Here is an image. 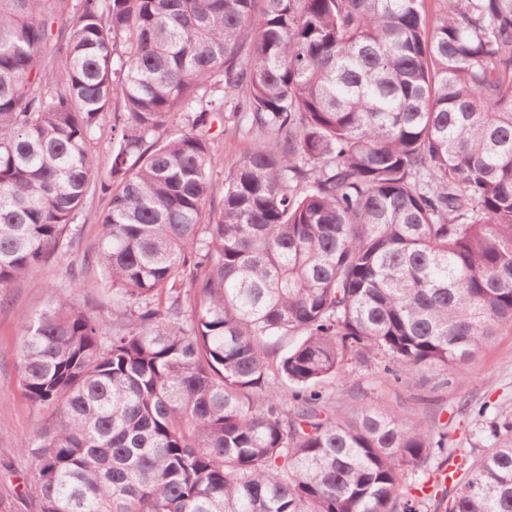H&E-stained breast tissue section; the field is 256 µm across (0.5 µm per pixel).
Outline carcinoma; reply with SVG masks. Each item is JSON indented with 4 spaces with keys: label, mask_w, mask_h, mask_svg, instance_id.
<instances>
[{
    "label": "carcinoma",
    "mask_w": 512,
    "mask_h": 512,
    "mask_svg": "<svg viewBox=\"0 0 512 512\" xmlns=\"http://www.w3.org/2000/svg\"><path fill=\"white\" fill-rule=\"evenodd\" d=\"M229 98L251 147L216 201ZM108 114L121 328L21 318L39 512H419L403 466L448 434L318 388L512 329V0H0V291L64 245ZM484 432L442 512H512V419Z\"/></svg>",
    "instance_id": "1"
}]
</instances>
